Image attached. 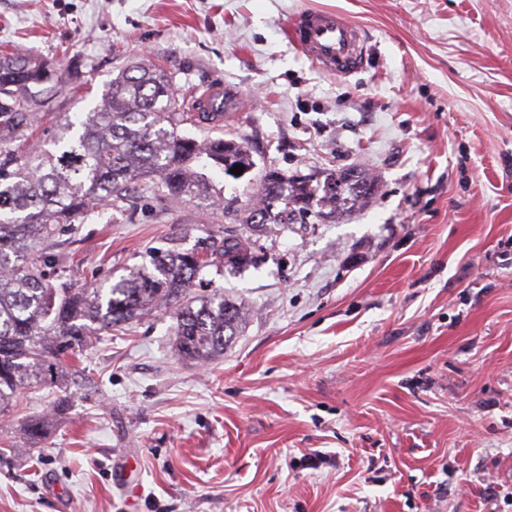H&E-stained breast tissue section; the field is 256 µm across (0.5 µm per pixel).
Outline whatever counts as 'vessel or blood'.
Instances as JSON below:
<instances>
[{"instance_id": "1", "label": "vessel or blood", "mask_w": 512, "mask_h": 512, "mask_svg": "<svg viewBox=\"0 0 512 512\" xmlns=\"http://www.w3.org/2000/svg\"><path fill=\"white\" fill-rule=\"evenodd\" d=\"M285 35L305 57L329 74H352L361 68L365 58L362 30L335 10H303L287 21ZM192 106L197 112L226 111L223 83L215 82L196 92Z\"/></svg>"}]
</instances>
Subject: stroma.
<instances>
[{"label": "stroma", "instance_id": "35a3bbf8", "mask_svg": "<svg viewBox=\"0 0 512 512\" xmlns=\"http://www.w3.org/2000/svg\"><path fill=\"white\" fill-rule=\"evenodd\" d=\"M305 8L364 29L360 71L289 43ZM8 47L77 65L57 114L132 63L181 96L222 81L227 116L181 130L245 140L242 178L204 170L239 208L270 171L366 168L382 191L338 222L258 232L138 188L58 235L82 288L234 231L257 267L207 268L196 291L249 317L199 365L156 313L25 389L0 414V512H512V0H0Z\"/></svg>", "mask_w": 512, "mask_h": 512}]
</instances>
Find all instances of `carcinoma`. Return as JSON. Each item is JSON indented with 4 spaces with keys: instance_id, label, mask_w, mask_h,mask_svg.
I'll use <instances>...</instances> for the list:
<instances>
[{
    "instance_id": "cac0c4a2",
    "label": "carcinoma",
    "mask_w": 512,
    "mask_h": 512,
    "mask_svg": "<svg viewBox=\"0 0 512 512\" xmlns=\"http://www.w3.org/2000/svg\"><path fill=\"white\" fill-rule=\"evenodd\" d=\"M47 64L20 52L0 51V413L42 375L61 371L93 336L152 313L169 311L175 348L189 361L208 363L224 354L246 323L245 306L223 294L198 296L196 281L206 268L245 270L253 252L229 236L210 256L170 250L149 264L92 288L65 281L64 260L50 252L66 224H74L128 200L144 181L166 201L207 200L209 186L198 167L206 158L224 169L253 161L235 139L202 145L180 132L193 119L160 69L139 64L121 71L101 104L56 125L53 149L29 145L34 133L38 87L51 84L55 97L75 88L79 71L51 74ZM314 176L263 177L261 202L243 213L224 212L235 224H290L319 207L334 222L372 202L377 177L365 170H329Z\"/></svg>"
}]
</instances>
